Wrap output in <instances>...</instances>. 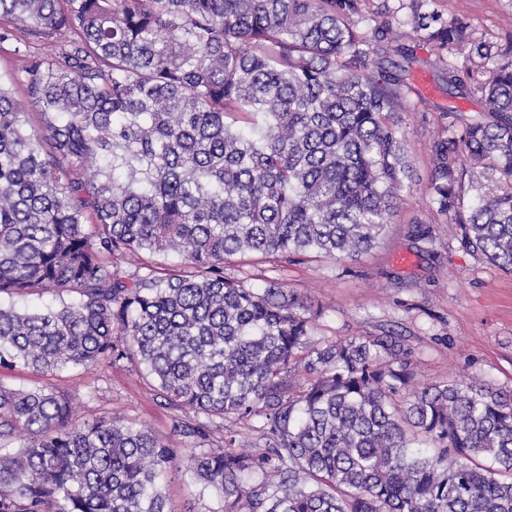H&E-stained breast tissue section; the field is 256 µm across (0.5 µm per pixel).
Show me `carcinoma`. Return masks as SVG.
<instances>
[{"instance_id":"cac0c4a2","label":"carcinoma","mask_w":512,"mask_h":512,"mask_svg":"<svg viewBox=\"0 0 512 512\" xmlns=\"http://www.w3.org/2000/svg\"><path fill=\"white\" fill-rule=\"evenodd\" d=\"M358 2L0 0V49L21 62L0 76V295L60 300L0 304V368L143 367L194 414L173 432L224 512H512V390L420 386L401 337L313 342L310 300L224 272L374 247L413 170L403 79L373 55L412 35L469 47L448 89L485 109L433 141L429 190L462 247L512 273V58L423 0L407 33L360 31ZM172 252L179 270L157 275ZM73 415L68 395L0 383V512H166L178 449ZM232 417L267 447L231 429L205 447ZM225 428H230L239 434V439L244 440L255 448H264V440L261 438L260 433L254 428V423L249 421H239L231 418L224 421V428L213 427L210 432L209 441L206 442L205 447L211 446H224Z\"/></svg>"}]
</instances>
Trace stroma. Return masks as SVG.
<instances>
[{"instance_id": "35a3bbf8", "label": "stroma", "mask_w": 512, "mask_h": 512, "mask_svg": "<svg viewBox=\"0 0 512 512\" xmlns=\"http://www.w3.org/2000/svg\"><path fill=\"white\" fill-rule=\"evenodd\" d=\"M428 10L457 16L472 30L512 49V0H428ZM403 106L396 114L414 185L374 248L357 260L308 255L273 263L259 255L235 259L229 275L260 288L271 279L319 307L311 321L314 341L352 336L401 334L411 349L420 383L477 375L512 389V273L464 249L458 228L441 213L427 188L433 170L431 146L448 133L457 114L480 110L476 96L449 95L446 65L432 44L414 42ZM430 236L418 238L417 226ZM0 383L46 387L74 399V417L90 420L111 413L148 426L161 439H174L182 419L154 383L127 362L91 375L84 369L35 374L0 369ZM169 512H222L223 503L202 490L186 468L165 485Z\"/></svg>"}]
</instances>
